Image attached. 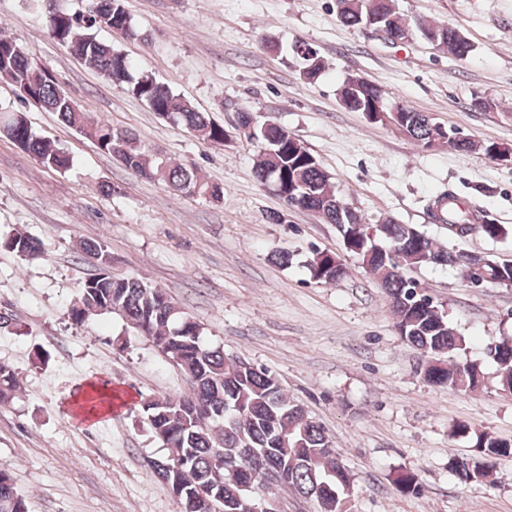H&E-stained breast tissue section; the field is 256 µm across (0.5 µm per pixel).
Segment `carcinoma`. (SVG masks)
Instances as JSON below:
<instances>
[{
  "label": "carcinoma",
  "instance_id": "1",
  "mask_svg": "<svg viewBox=\"0 0 512 512\" xmlns=\"http://www.w3.org/2000/svg\"><path fill=\"white\" fill-rule=\"evenodd\" d=\"M46 16L50 34L77 58L94 68L107 81L125 87L145 101L158 116L182 125L203 141L224 145V126L213 122L189 101L175 95L151 74L134 68L110 41L98 38L97 30L118 25L127 36L134 35L131 18L123 0H88L83 12H71L65 0H53ZM339 20L349 27H362L367 19L372 28L391 43L406 34H418L434 46H446L459 59L467 58L473 45L453 27L417 23L412 30L395 11L393 0H339ZM22 72L29 80L31 104L53 112L64 125L90 139L97 148L117 157L142 179L161 184L180 194L198 195L220 201L224 190L201 181L193 171L174 164L165 156L150 152L133 133L118 131L109 123L82 111L69 97L60 95L53 76L34 62L26 49L10 37L0 35V77L15 80ZM343 105L352 109L385 98L378 86L357 83L351 76L340 86ZM407 135L428 143L433 133L443 143L468 152L474 143L454 129L445 132L433 119L409 110L402 113ZM242 134L248 142L264 145L255 176L262 183H277L293 191L303 186L298 208L318 214L336 225L345 250L375 276L386 293L401 339L426 358L425 380L461 392L484 384L481 365L458 364L454 355L468 349V340L448 324L443 307L410 306L404 302L420 283L406 270L425 266H450L466 281L512 287V263L487 255L450 251L435 242L414 224H400L387 218L368 224L350 208L336 189L333 177L287 130L276 125L249 127L240 116ZM11 140L23 152L34 156L47 169L65 172L70 157L53 141L35 135L22 112L0 113V137ZM444 222L460 228L458 236L479 233L490 240L506 238L512 231L502 224L478 223L453 206H448ZM0 246L25 261L42 256V245L30 234L16 230L0 238ZM80 259L94 267L85 280L78 300L70 308V318L81 324L91 314L113 313L142 336L150 338L190 382L180 395L159 394L140 404L144 423L167 453L148 462L152 475L181 492V512H242L251 485L267 491L269 472L280 474L276 490H292L314 501L317 512H350L353 477L336 452L333 441L300 405L283 392L275 377L262 367L224 355V351L204 341L203 327L183 311L165 289L113 267L114 258L102 240L79 245ZM311 279L333 284L345 275L336 255L313 250L304 261ZM497 365L494 384L512 395V338L504 337L485 348ZM19 390L14 369L0 363V404L10 403ZM119 399L118 394L89 392L76 403L82 417L103 416ZM478 459L452 457L448 469L462 482L487 478L501 458L512 456V442L488 433L475 435ZM394 484L403 494L418 490L416 475L399 472ZM0 512H28L18 495L9 469L0 465Z\"/></svg>",
  "mask_w": 512,
  "mask_h": 512
}]
</instances>
